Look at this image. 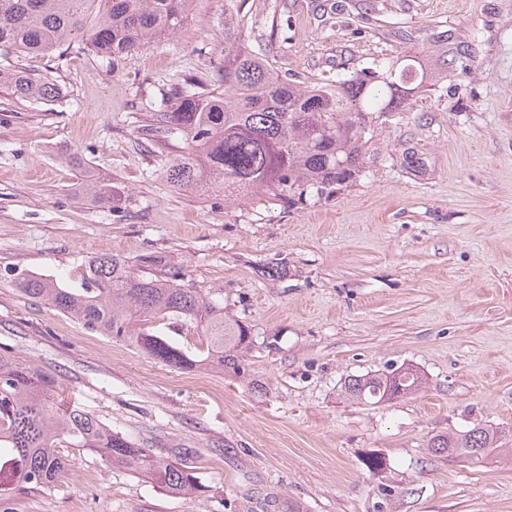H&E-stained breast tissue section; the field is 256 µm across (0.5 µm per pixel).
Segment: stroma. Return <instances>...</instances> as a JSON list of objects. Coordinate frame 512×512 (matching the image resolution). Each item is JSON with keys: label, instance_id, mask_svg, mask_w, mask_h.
I'll list each match as a JSON object with an SVG mask.
<instances>
[{"label": "stroma", "instance_id": "35a3bbf8", "mask_svg": "<svg viewBox=\"0 0 512 512\" xmlns=\"http://www.w3.org/2000/svg\"><path fill=\"white\" fill-rule=\"evenodd\" d=\"M282 72L334 81L416 57L412 108L380 117L356 180L294 206L166 179L181 141L142 146L170 85L224 72L225 12ZM56 79V102L0 87V352L51 373L77 406L196 480L171 495L92 451L0 512H512V461L429 452L436 435L512 431V0H196L176 34L118 62L77 48L0 51ZM82 154L85 171L64 163ZM107 174L113 211L82 190ZM118 255L247 326L240 375L178 369L21 294L6 270L66 276ZM152 257L146 265L144 257ZM412 369L379 404L346 379ZM377 455L381 468L365 460Z\"/></svg>", "mask_w": 512, "mask_h": 512}]
</instances>
